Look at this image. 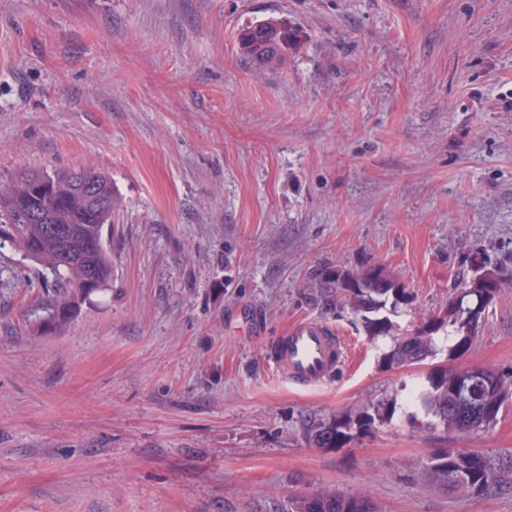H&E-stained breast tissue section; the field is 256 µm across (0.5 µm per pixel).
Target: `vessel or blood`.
<instances>
[{
  "label": "vessel or blood",
  "instance_id": "b4317fda",
  "mask_svg": "<svg viewBox=\"0 0 512 512\" xmlns=\"http://www.w3.org/2000/svg\"><path fill=\"white\" fill-rule=\"evenodd\" d=\"M273 354L280 374L289 383L306 388L331 379L349 358L344 337L317 321L290 328Z\"/></svg>",
  "mask_w": 512,
  "mask_h": 512
}]
</instances>
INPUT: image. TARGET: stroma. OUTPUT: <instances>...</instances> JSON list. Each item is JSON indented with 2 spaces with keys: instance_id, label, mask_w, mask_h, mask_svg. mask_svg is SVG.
<instances>
[{
  "instance_id": "1",
  "label": "stroma",
  "mask_w": 512,
  "mask_h": 512,
  "mask_svg": "<svg viewBox=\"0 0 512 512\" xmlns=\"http://www.w3.org/2000/svg\"><path fill=\"white\" fill-rule=\"evenodd\" d=\"M268 18L300 43L247 65L238 33ZM86 165L121 201L107 291L46 322L51 275L0 247V512H287L326 489L512 512V406L434 425L407 394L447 352L389 366L315 280L386 267L406 330L472 252L512 271V0H0V188ZM306 320L350 351L309 389L271 360ZM460 363L512 373V283ZM335 418L350 438L316 447ZM446 448L510 491L433 487ZM350 422L333 421L321 422L317 426L312 427L310 431V439L319 448H334L342 444L347 438V429Z\"/></svg>"
}]
</instances>
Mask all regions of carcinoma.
I'll use <instances>...</instances> for the list:
<instances>
[{"mask_svg": "<svg viewBox=\"0 0 512 512\" xmlns=\"http://www.w3.org/2000/svg\"><path fill=\"white\" fill-rule=\"evenodd\" d=\"M297 39L296 31L283 19H267L242 28L238 36L240 55L258 65L273 66L280 62ZM57 179L46 192L39 191L40 181L47 176ZM88 183L101 190L100 205L105 219L101 224L85 223L86 201L81 189ZM28 208L50 210L56 223L65 225L64 235L54 237L45 224H25L15 202ZM118 199L111 177L103 170L87 165L79 169L52 173L27 170L0 189V239L4 238L26 249L27 241L38 238L42 243L36 262L50 271L54 278V296L45 307L47 320L58 321L56 311L64 304L79 300L75 284L82 277L99 278L105 289L112 278V261L106 244L94 250L85 248L88 240L104 234V225L112 223V211ZM494 277L512 281V272L493 269L474 255L470 267L458 278L453 292L436 313L420 317L412 332L399 336L395 324L386 316L369 317L387 302L393 308L409 305L414 294L392 272L380 265H367L351 273L321 272L317 275L326 293L342 296L354 313L360 315L373 337L389 336L393 347L385 354L390 365L402 367L417 363L433 352L438 337L448 343V355L462 358L485 324L488 307L499 295L494 288H476L474 284ZM429 386L414 387L408 399L415 400L441 426L459 432L485 431L498 421L505 404L512 401V375L479 365L444 368L428 377ZM350 423L321 422L312 427L310 439L320 448H334L347 438ZM428 479L443 491L464 490L492 494L502 489L495 477L496 464L478 453L444 449L430 456L423 465ZM288 512H382L379 505L365 495H345L335 490L296 495L288 503Z\"/></svg>", "mask_w": 512, "mask_h": 512, "instance_id": "obj_1", "label": "carcinoma"}]
</instances>
